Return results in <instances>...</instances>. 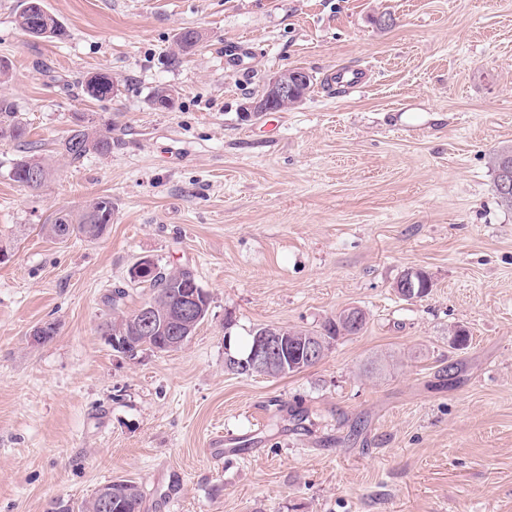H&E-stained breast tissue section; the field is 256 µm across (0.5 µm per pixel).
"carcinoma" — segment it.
I'll list each match as a JSON object with an SVG mask.
<instances>
[{
	"instance_id": "obj_1",
	"label": "carcinoma",
	"mask_w": 512,
	"mask_h": 512,
	"mask_svg": "<svg viewBox=\"0 0 512 512\" xmlns=\"http://www.w3.org/2000/svg\"><path fill=\"white\" fill-rule=\"evenodd\" d=\"M17 26L24 32L37 25L51 26V37L63 39L67 37L65 26L43 6V0H23L21 9L16 15ZM196 33L192 28H185L177 34L175 45L179 50L172 53L170 61L176 63L179 56L189 54V36ZM85 91L93 99H105L112 96V77L104 72H96L86 77ZM175 101L174 90L158 87L152 95V103L159 110L170 109ZM26 136V127L18 120L14 103L5 96H0V140L20 141ZM61 154L71 162L78 163L90 154L107 155L112 153V122L106 121L98 125H80L61 143ZM512 164V149H502L492 156V167L495 173V188L501 205L512 208V193L505 195L500 189V171L505 163ZM48 173L46 164L34 157L24 156L17 160L11 170L12 179L28 188L38 189L44 183ZM112 223V200L98 198L88 204L78 215L60 212L49 224L42 225L43 232L56 240L65 241L72 236H82L90 241L97 240L106 232ZM133 283L151 291L149 300L153 301L158 310L165 311L176 306L188 292H197L204 305V313H209L211 301L205 299L202 288L194 275L188 270H160L157 276L135 279ZM128 293L119 288L108 297L111 313L101 321L107 328L105 335L111 336L123 347L129 360H137L146 352H163L162 342L165 333L156 332L151 336H143L135 329L137 310H123ZM266 327L256 328L245 343L244 350L228 359V368L238 374L248 376L250 372L241 369V361L248 359L256 336ZM349 336L345 329V311L328 319L319 330L288 328L284 345L279 353L275 367L267 372L270 377H282L291 373L301 372L309 367L303 345L317 338L325 340L326 349H331L336 341ZM112 510L120 512H141L143 495L139 485L130 480H120L111 485Z\"/></svg>"
}]
</instances>
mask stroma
Instances as JSON below:
<instances>
[{"mask_svg": "<svg viewBox=\"0 0 512 512\" xmlns=\"http://www.w3.org/2000/svg\"><path fill=\"white\" fill-rule=\"evenodd\" d=\"M44 3L66 39L28 36L0 0V95L27 128L0 140V512L117 479L143 512H512V210L489 164L512 147V0ZM185 28L203 39L167 65ZM358 65L368 86H324ZM295 68L314 78L296 108L244 117ZM94 72L116 96L85 94ZM161 86L172 109L150 101ZM105 119L110 155L60 156ZM30 144L37 190L10 176ZM103 196L101 239L42 232ZM142 258L192 271L211 307L182 349L129 360L97 325L113 288L129 311L148 297L129 278ZM411 269L434 283L413 302L394 289ZM349 307L364 330L314 366L227 370V340ZM45 322L56 335L31 343Z\"/></svg>", "mask_w": 512, "mask_h": 512, "instance_id": "35a3bbf8", "label": "stroma"}]
</instances>
